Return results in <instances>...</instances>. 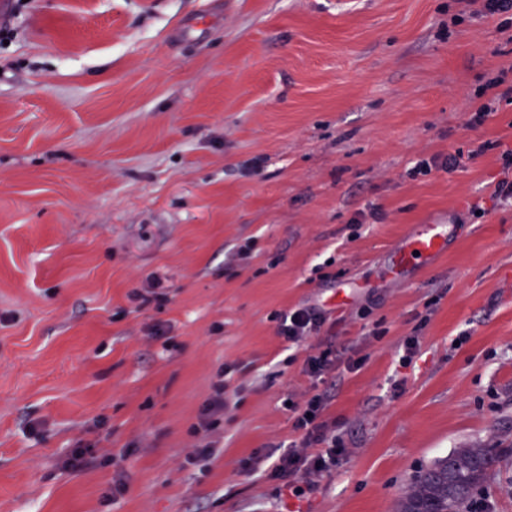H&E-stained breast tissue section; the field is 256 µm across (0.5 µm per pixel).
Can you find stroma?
<instances>
[{
	"mask_svg": "<svg viewBox=\"0 0 512 512\" xmlns=\"http://www.w3.org/2000/svg\"><path fill=\"white\" fill-rule=\"evenodd\" d=\"M0 28V512H395L477 445L504 463L476 501L512 512V204L493 195L512 98L468 124L490 80L512 85L511 15L11 0ZM419 224L448 249L398 276ZM155 282L164 301L140 306ZM311 303L344 317L336 347L361 366L328 389L348 458L299 502L261 472L309 388L311 346L277 317ZM464 154L458 152L455 155L449 154L444 162L439 164L437 157H432L429 160L423 159L419 161L411 171V174H428L433 168L435 169H448V172L461 167L464 163Z\"/></svg>",
	"mask_w": 512,
	"mask_h": 512,
	"instance_id": "35a3bbf8",
	"label": "stroma"
}]
</instances>
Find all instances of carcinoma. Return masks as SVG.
<instances>
[{
  "label": "carcinoma",
  "instance_id": "cac0c4a2",
  "mask_svg": "<svg viewBox=\"0 0 512 512\" xmlns=\"http://www.w3.org/2000/svg\"><path fill=\"white\" fill-rule=\"evenodd\" d=\"M492 448H457L414 476L396 512H470L476 489L497 468Z\"/></svg>",
  "mask_w": 512,
  "mask_h": 512
}]
</instances>
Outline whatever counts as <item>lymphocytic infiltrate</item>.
Instances as JSON below:
<instances>
[{
    "mask_svg": "<svg viewBox=\"0 0 512 512\" xmlns=\"http://www.w3.org/2000/svg\"><path fill=\"white\" fill-rule=\"evenodd\" d=\"M342 324V318L314 306H302L282 313L277 328L278 335L291 344L312 337L318 340L303 363V372L311 380L310 389L302 401L289 405L298 437L267 472L268 479L278 481L282 489L299 500L312 494L317 477L335 471L347 454L324 417L329 401L324 384L338 370L351 371L359 366L358 361L343 357L333 346L332 340Z\"/></svg>",
    "mask_w": 512,
    "mask_h": 512,
    "instance_id": "lymphocytic-infiltrate-1",
    "label": "lymphocytic infiltrate"
}]
</instances>
